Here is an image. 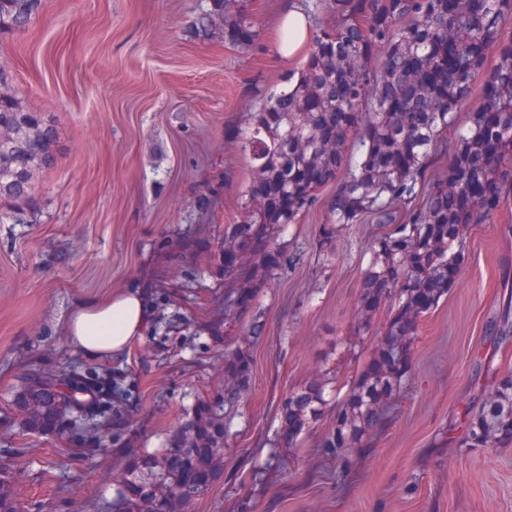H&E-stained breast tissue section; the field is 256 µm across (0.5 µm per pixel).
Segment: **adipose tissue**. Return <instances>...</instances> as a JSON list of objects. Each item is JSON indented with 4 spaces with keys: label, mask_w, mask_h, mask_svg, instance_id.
<instances>
[{
    "label": "adipose tissue",
    "mask_w": 512,
    "mask_h": 512,
    "mask_svg": "<svg viewBox=\"0 0 512 512\" xmlns=\"http://www.w3.org/2000/svg\"><path fill=\"white\" fill-rule=\"evenodd\" d=\"M146 321L145 296L131 288L78 304L67 319L66 333L87 359L103 360L126 351L142 336Z\"/></svg>",
    "instance_id": "adipose-tissue-1"
}]
</instances>
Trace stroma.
<instances>
[{"label": "stroma", "instance_id": "stroma-1", "mask_svg": "<svg viewBox=\"0 0 512 512\" xmlns=\"http://www.w3.org/2000/svg\"><path fill=\"white\" fill-rule=\"evenodd\" d=\"M284 0H249L258 44L223 29L197 36L207 0H50L28 30L0 38V66L19 95L55 121L56 165L34 186L31 223L0 219V412L30 378L131 384L127 420L82 418L45 438L0 415V468L21 512H98L120 462L160 447L197 397L224 380V276L213 254L224 227L246 219L252 171L238 133L264 93L304 54L278 50ZM332 188L283 228L296 265L261 288L264 337L232 424L221 480L188 512H512V447L459 448L466 404L487 385L478 371L485 326L512 281V206L472 225L469 260L414 344L398 415L348 479L315 449L326 412L297 448L270 460L279 400L327 374L344 386L378 341L360 334L368 246L382 226L351 225L324 241ZM144 290L150 321L120 357L88 360L64 327L78 303Z\"/></svg>", "mask_w": 512, "mask_h": 512}]
</instances>
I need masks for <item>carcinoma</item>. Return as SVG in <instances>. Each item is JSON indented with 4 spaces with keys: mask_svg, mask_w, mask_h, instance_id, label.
Instances as JSON below:
<instances>
[{
    "mask_svg": "<svg viewBox=\"0 0 512 512\" xmlns=\"http://www.w3.org/2000/svg\"><path fill=\"white\" fill-rule=\"evenodd\" d=\"M48 0H0V34L26 31ZM328 21L316 24L306 60L264 99L241 133L252 177L241 193L246 224L224 225V329L247 316L244 336L224 347V384L198 399L163 447L128 457L112 503L101 512H187L224 473V444L253 379L254 344L264 332L258 288L281 277L294 258L278 242L316 192L336 187L325 240L371 218L385 231L370 243L359 298V331L389 311L379 340L343 397L335 425L317 442L343 462L387 421L391 402L411 376L412 345L422 319L454 287L469 258L466 229L488 224L512 204V0H320ZM235 44L260 38L248 0H209L197 32L215 22ZM498 62L487 69V51ZM465 112L462 127L456 117ZM60 133L18 95L0 69V207L15 224L29 221L35 182L55 166ZM448 152V170L428 177L431 158ZM493 349L512 342V295L485 328ZM489 357V388L477 393L460 423L459 446H512V374ZM105 407L82 403L78 382L32 378L15 400L25 428L62 433L74 413L105 408L125 416L118 395ZM332 379L315 378L278 407L270 456L295 448L328 405ZM0 512H19L9 478L0 475Z\"/></svg>",
    "mask_w": 512,
    "mask_h": 512,
    "instance_id": "carcinoma-1",
    "label": "carcinoma"
}]
</instances>
